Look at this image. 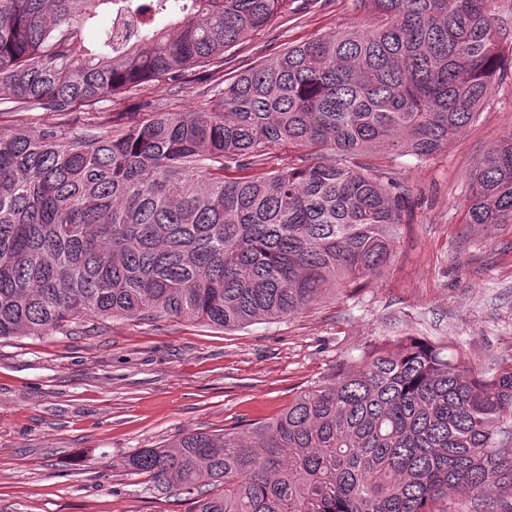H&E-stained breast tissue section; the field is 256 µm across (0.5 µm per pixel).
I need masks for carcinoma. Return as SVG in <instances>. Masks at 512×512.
<instances>
[{
  "mask_svg": "<svg viewBox=\"0 0 512 512\" xmlns=\"http://www.w3.org/2000/svg\"><path fill=\"white\" fill-rule=\"evenodd\" d=\"M288 0H0V92L71 112L176 81L266 27ZM375 28L292 45L88 143L0 132V340L80 318L294 316L381 274L399 176L473 120L501 74L494 0H354ZM108 24H99L100 15ZM98 29L94 41L86 32ZM310 152L265 170L273 151ZM336 155L326 160V153ZM466 223L512 224V134L470 175ZM512 364L488 373L404 336L338 365L279 415L184 433L123 460L191 512H512Z\"/></svg>",
  "mask_w": 512,
  "mask_h": 512,
  "instance_id": "1",
  "label": "carcinoma"
}]
</instances>
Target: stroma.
<instances>
[{"label": "stroma", "instance_id": "stroma-1", "mask_svg": "<svg viewBox=\"0 0 512 512\" xmlns=\"http://www.w3.org/2000/svg\"><path fill=\"white\" fill-rule=\"evenodd\" d=\"M376 23L353 0H288L223 61L160 88L118 92L73 112L33 109L0 93V131L113 136L121 117L151 119L144 101L172 112L206 107L214 78ZM511 133L512 66L470 126L433 155L370 156L410 189L393 261L373 282L309 311L231 331L180 319H84L1 341L0 512H191V495L161 493L121 460L190 430L275 417L295 392L374 343L443 341L487 372L512 362V224L465 222L470 172Z\"/></svg>", "mask_w": 512, "mask_h": 512}]
</instances>
